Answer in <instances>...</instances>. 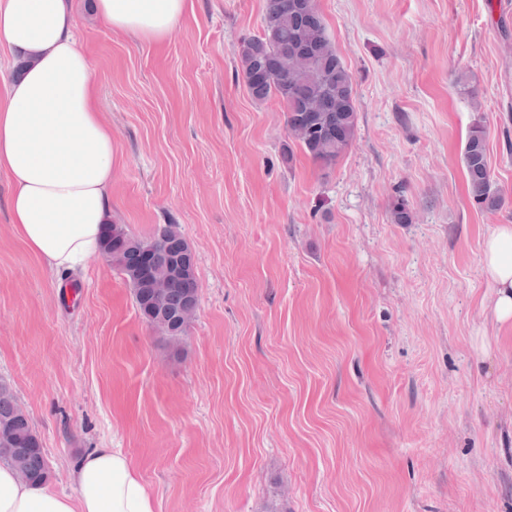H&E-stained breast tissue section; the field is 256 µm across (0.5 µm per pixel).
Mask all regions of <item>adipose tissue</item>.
Wrapping results in <instances>:
<instances>
[{
  "label": "adipose tissue",
  "mask_w": 512,
  "mask_h": 512,
  "mask_svg": "<svg viewBox=\"0 0 512 512\" xmlns=\"http://www.w3.org/2000/svg\"><path fill=\"white\" fill-rule=\"evenodd\" d=\"M96 10L112 31L162 40L176 30L186 0H96ZM74 27L67 0H0V42L26 60L0 103V169L14 185L16 234L55 270L99 254L112 209V131ZM483 266L495 288L496 322L512 323L511 224L487 238ZM71 472L70 495L1 465L0 512H158L121 449H88Z\"/></svg>",
  "instance_id": "adipose-tissue-1"
}]
</instances>
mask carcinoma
Instances as JSON below:
<instances>
[{
	"instance_id": "1",
	"label": "carcinoma",
	"mask_w": 512,
	"mask_h": 512,
	"mask_svg": "<svg viewBox=\"0 0 512 512\" xmlns=\"http://www.w3.org/2000/svg\"><path fill=\"white\" fill-rule=\"evenodd\" d=\"M241 70L250 95L258 101L275 98L286 114L289 134L307 156L326 170L351 147L356 132L353 77L332 43L317 0H267L263 33L245 38L238 49ZM467 187L485 212L504 202L495 186L487 158L486 129L481 121L470 128L463 153ZM101 256L131 288L140 316L152 328L177 342L190 321L188 308L198 306L196 269L156 293L142 284L135 259L153 249V277L168 278L176 253L171 243L190 248L175 224H158L148 237L130 233L124 224L102 228ZM0 464L11 467L32 483L49 479V463L41 439L16 394L0 382Z\"/></svg>"
}]
</instances>
